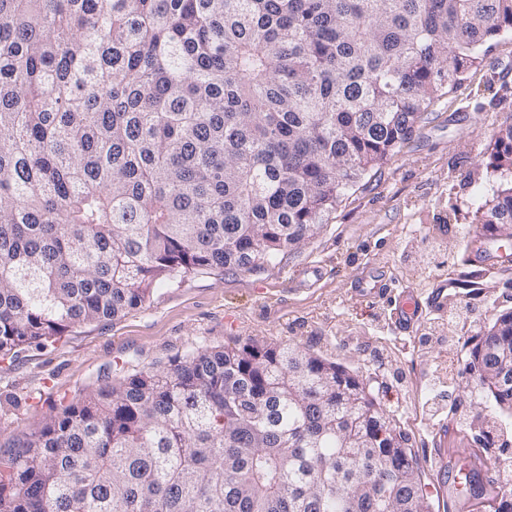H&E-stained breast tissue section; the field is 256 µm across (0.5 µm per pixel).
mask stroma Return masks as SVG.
Returning <instances> with one entry per match:
<instances>
[{"label": "stroma", "instance_id": "obj_1", "mask_svg": "<svg viewBox=\"0 0 512 512\" xmlns=\"http://www.w3.org/2000/svg\"><path fill=\"white\" fill-rule=\"evenodd\" d=\"M509 117L506 34L301 249L258 272L217 270L158 285L148 303L122 318L74 325L47 349L0 364V454L39 429L54 407L118 370L163 366L201 346L300 343L360 375L381 398L424 467L434 512H450L433 461L440 431L470 443L490 431L487 462L512 458V415L467 400V372L451 382L442 375L450 345L470 352L485 317L512 310V265L497 261L496 243L479 239L477 213L499 181L488 166L492 134ZM469 238L482 251L471 267L459 261ZM473 268L489 283L478 295L455 285ZM442 282L447 310H422L409 332L396 331L394 298L409 289L424 300Z\"/></svg>", "mask_w": 512, "mask_h": 512}]
</instances>
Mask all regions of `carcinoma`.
Segmentation results:
<instances>
[{
  "label": "carcinoma",
  "instance_id": "1",
  "mask_svg": "<svg viewBox=\"0 0 512 512\" xmlns=\"http://www.w3.org/2000/svg\"><path fill=\"white\" fill-rule=\"evenodd\" d=\"M512 0H0V363L162 283L318 235ZM491 166L512 173V118ZM479 222L512 252V182ZM512 311L470 351L512 407ZM364 379L299 343L200 347L60 405L0 457V512H431Z\"/></svg>",
  "mask_w": 512,
  "mask_h": 512
}]
</instances>
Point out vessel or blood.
Returning a JSON list of instances; mask_svg holds the SVG:
<instances>
[{"mask_svg": "<svg viewBox=\"0 0 512 512\" xmlns=\"http://www.w3.org/2000/svg\"><path fill=\"white\" fill-rule=\"evenodd\" d=\"M423 304L412 295L399 294L392 315L394 328L405 331ZM439 438V459L442 464L448 465L453 477L455 490L450 498L456 512H479L493 499V489L483 463L475 458L471 449L449 448L447 433H440Z\"/></svg>", "mask_w": 512, "mask_h": 512, "instance_id": "b4317fda", "label": "vessel or blood"}]
</instances>
